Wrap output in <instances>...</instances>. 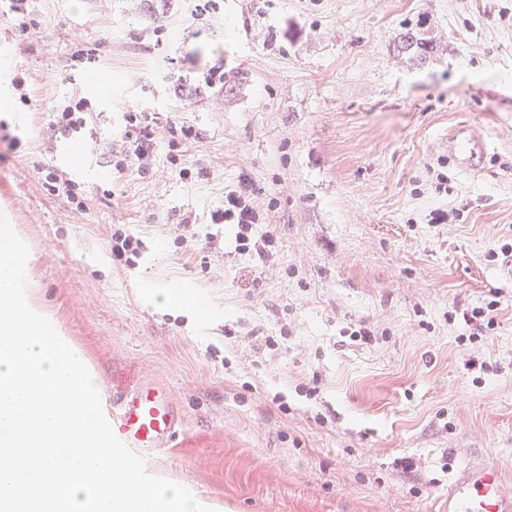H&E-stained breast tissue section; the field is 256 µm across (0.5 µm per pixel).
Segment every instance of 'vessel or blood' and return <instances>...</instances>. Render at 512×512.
I'll return each mask as SVG.
<instances>
[{
    "mask_svg": "<svg viewBox=\"0 0 512 512\" xmlns=\"http://www.w3.org/2000/svg\"><path fill=\"white\" fill-rule=\"evenodd\" d=\"M485 152V138L472 126L460 125L448 135V155L463 171L479 172ZM109 420L115 435L133 451L152 455L169 447L178 413L164 388L145 385L114 402ZM447 512H512V492L501 469L483 460L459 467L448 482Z\"/></svg>",
    "mask_w": 512,
    "mask_h": 512,
    "instance_id": "1",
    "label": "vessel or blood"
}]
</instances>
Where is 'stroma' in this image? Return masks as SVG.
<instances>
[{"mask_svg":"<svg viewBox=\"0 0 512 512\" xmlns=\"http://www.w3.org/2000/svg\"><path fill=\"white\" fill-rule=\"evenodd\" d=\"M152 8L29 0L36 28L0 48V122L20 141L0 155V215L29 247L31 300L84 350L103 406L167 387L179 438L148 471L217 512H444L450 472L475 457L512 489V0H224L199 22L180 0L159 42ZM409 30L421 45L405 50ZM76 33L119 88L66 80ZM183 56L223 58V93L162 85ZM74 86L86 127L47 140ZM135 104L165 125L149 172L117 175L102 145ZM459 124L491 141L480 176L448 159ZM48 167L85 186V216L43 188ZM242 186L267 256L208 221ZM117 232L140 242L132 263L112 255ZM181 285L205 314L143 298ZM492 300L494 330L470 340L464 312ZM362 326L370 342L353 338Z\"/></svg>","mask_w":512,"mask_h":512,"instance_id":"35a3bbf8","label":"stroma"}]
</instances>
